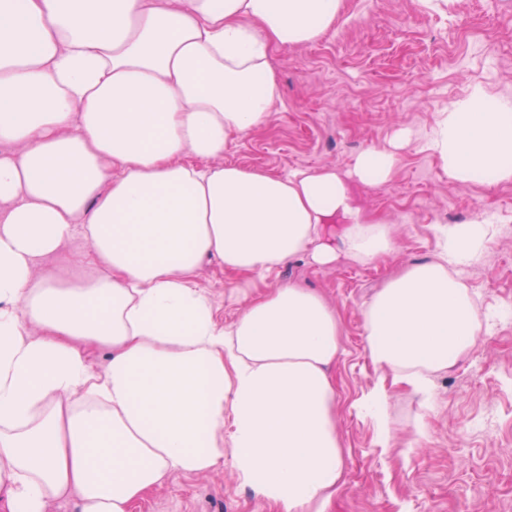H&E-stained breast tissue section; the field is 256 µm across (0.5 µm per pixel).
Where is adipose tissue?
Masks as SVG:
<instances>
[{
	"label": "adipose tissue",
	"mask_w": 512,
	"mask_h": 512,
	"mask_svg": "<svg viewBox=\"0 0 512 512\" xmlns=\"http://www.w3.org/2000/svg\"><path fill=\"white\" fill-rule=\"evenodd\" d=\"M342 0H0V497L6 512H131L172 473L231 463L273 512H326L345 482L334 368L341 320L318 291L271 282L303 256L369 265L394 251L351 185L391 177L400 133L348 173L225 163L274 119L273 48L318 40ZM426 146L462 183L512 180V100L473 86ZM97 276L61 280L75 233ZM497 225L438 227V252L365 303L381 375L357 407L378 446L389 392L430 409L434 375L488 333L459 277ZM235 274L223 324L195 282ZM105 351L96 364L93 350Z\"/></svg>",
	"instance_id": "1"
}]
</instances>
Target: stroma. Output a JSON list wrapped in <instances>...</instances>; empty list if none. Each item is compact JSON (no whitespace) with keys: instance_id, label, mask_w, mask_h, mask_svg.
I'll return each instance as SVG.
<instances>
[{"instance_id":"obj_1","label":"stroma","mask_w":512,"mask_h":512,"mask_svg":"<svg viewBox=\"0 0 512 512\" xmlns=\"http://www.w3.org/2000/svg\"><path fill=\"white\" fill-rule=\"evenodd\" d=\"M281 89L273 122L235 139L226 153L238 166L285 175L333 168L347 172L356 155L388 145L396 131L413 138L392 177L355 185L364 210L393 224L397 247L376 263L327 267L296 259L277 281L322 293L343 323L336 366L339 427L346 446V483L328 512H512V182L463 184L425 150L438 112L483 86L512 89V0H344L336 22L317 41L280 48L272 58ZM494 211L504 227L481 264L461 278L500 320L454 368L435 378L432 409L395 389L388 447L354 407L379 376L362 336L365 302L403 265L437 250L431 217L454 212L475 219ZM232 274L203 262L196 282L209 289L224 323L239 305L225 302ZM494 414L485 430L481 421ZM422 431H414V420ZM131 512H269L231 466L204 475H170Z\"/></svg>"}]
</instances>
